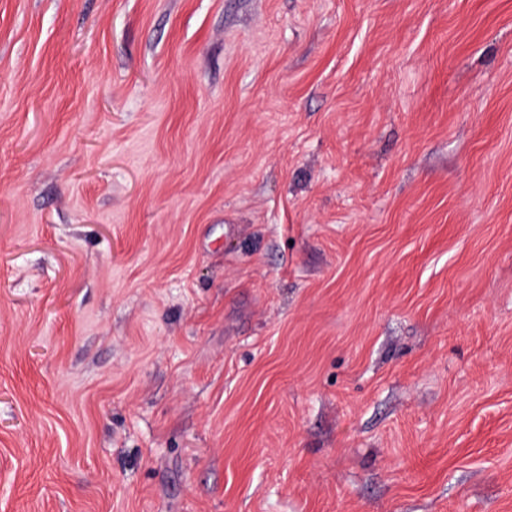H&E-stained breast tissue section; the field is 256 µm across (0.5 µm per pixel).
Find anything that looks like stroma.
I'll return each mask as SVG.
<instances>
[{
  "instance_id": "35a3bbf8",
  "label": "stroma",
  "mask_w": 512,
  "mask_h": 512,
  "mask_svg": "<svg viewBox=\"0 0 512 512\" xmlns=\"http://www.w3.org/2000/svg\"><path fill=\"white\" fill-rule=\"evenodd\" d=\"M0 512H512V0H0Z\"/></svg>"
}]
</instances>
